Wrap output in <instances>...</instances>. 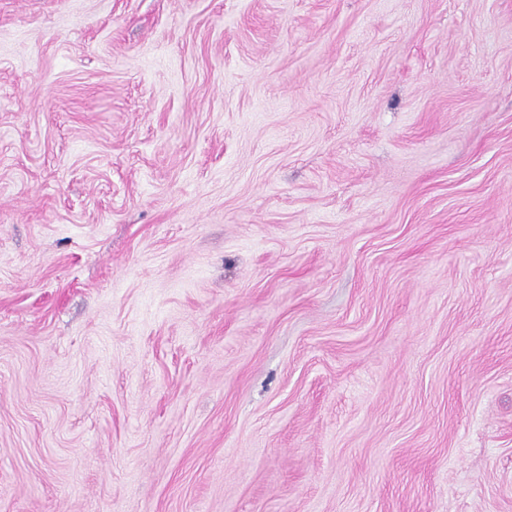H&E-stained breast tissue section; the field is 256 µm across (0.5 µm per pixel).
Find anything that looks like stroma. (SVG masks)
<instances>
[{"label":"stroma","instance_id":"obj_1","mask_svg":"<svg viewBox=\"0 0 512 512\" xmlns=\"http://www.w3.org/2000/svg\"><path fill=\"white\" fill-rule=\"evenodd\" d=\"M0 512H512V0H0Z\"/></svg>","mask_w":512,"mask_h":512}]
</instances>
